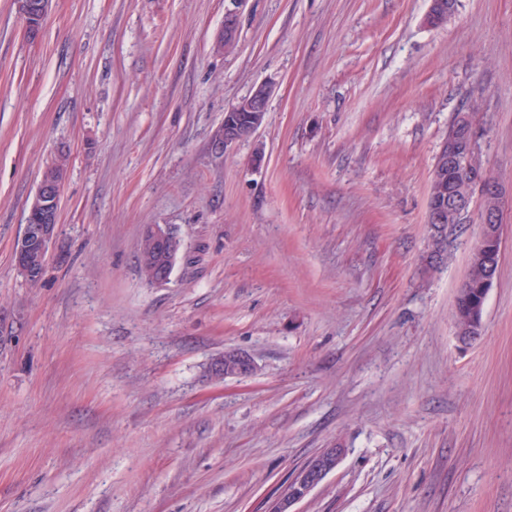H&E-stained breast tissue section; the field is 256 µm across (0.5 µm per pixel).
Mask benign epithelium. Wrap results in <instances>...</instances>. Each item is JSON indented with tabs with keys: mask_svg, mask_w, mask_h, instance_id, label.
I'll use <instances>...</instances> for the list:
<instances>
[{
	"mask_svg": "<svg viewBox=\"0 0 512 512\" xmlns=\"http://www.w3.org/2000/svg\"><path fill=\"white\" fill-rule=\"evenodd\" d=\"M49 0L40 4L32 0H17L18 11L25 23L28 38L34 39L39 34V21L48 9ZM448 18V10L444 0H430L426 21L436 25ZM271 88L267 84L258 85L248 96L247 101L237 102L229 107L224 115V126L213 140L215 152L222 153L240 141V123L236 113H249L253 130H258L267 112ZM458 129V139L448 144L446 151L448 165H440L432 170L431 181L438 185L445 183L451 177L449 171L458 160L460 149H465L468 156L479 155V132L473 127L469 113L459 112L455 115ZM63 181L60 179H43L40 181L37 193L28 211L22 237L14 250V264L23 278L30 282H38L44 275L47 258L55 243L56 227L58 224L59 200ZM503 200V188L500 182L488 175L484 168H479L476 178V196H454L450 199L440 195L427 206V223L448 225L458 220H464L473 202H479L482 222L496 224L499 219V206ZM144 234L152 244L162 249L166 256L164 265L153 275V282H166L173 269L174 262L180 250V239L165 225L153 224L148 226ZM256 369L254 360L247 354L238 351H228L224 356L214 359L210 365V373L218 379L230 375L246 376ZM345 455L343 448H326L310 459L288 484L286 490L271 504L267 512H290V507L303 499L318 484H320L341 463Z\"/></svg>",
	"mask_w": 512,
	"mask_h": 512,
	"instance_id": "benign-epithelium-1",
	"label": "benign epithelium"
}]
</instances>
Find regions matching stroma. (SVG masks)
<instances>
[{"mask_svg": "<svg viewBox=\"0 0 512 512\" xmlns=\"http://www.w3.org/2000/svg\"><path fill=\"white\" fill-rule=\"evenodd\" d=\"M0 0V512H512V0ZM238 30L223 45L224 16ZM262 127L224 154L260 83ZM474 113L504 186L484 331L455 336L478 207L427 268L434 157ZM66 157L42 281L13 253ZM181 240L166 283L146 226ZM229 350L256 371L218 379ZM33 0H17L18 11L25 23V32L29 39H35L39 34V24L42 15L47 11L49 1L42 0L41 4L32 3ZM40 12H36V11ZM270 93L271 88L268 84H260L248 96L247 101L241 102L240 100L227 109L224 115V126L213 140L212 147L216 153H224L229 147L240 141V124L244 139L251 136L247 112L250 113L249 120L252 129L255 130V133L257 132L264 122ZM238 112H241L239 113L240 123L236 118ZM144 234L150 239L152 244L164 251L167 259L164 265L157 268L159 260L154 253V249L147 239L142 238L138 256L141 273L149 283H152L151 278L154 284L164 283L170 277L174 262L180 250V239L169 227L160 224L148 226ZM155 268H157L158 272L152 277ZM336 445L340 448H325L310 459L266 512H292L289 510L292 505L307 496L336 470L345 455L342 444L336 443Z\"/></svg>", "mask_w": 512, "mask_h": 512, "instance_id": "35a3bbf8", "label": "stroma"}]
</instances>
